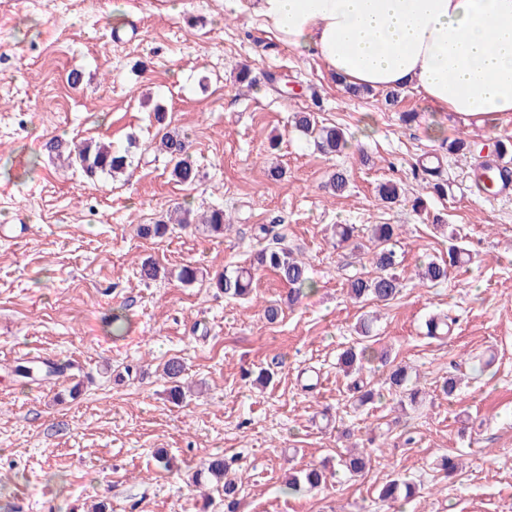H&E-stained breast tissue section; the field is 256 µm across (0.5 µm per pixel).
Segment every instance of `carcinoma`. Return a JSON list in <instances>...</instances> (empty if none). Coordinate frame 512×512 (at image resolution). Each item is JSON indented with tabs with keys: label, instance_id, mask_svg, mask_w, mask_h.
Instances as JSON below:
<instances>
[{
	"label": "carcinoma",
	"instance_id": "cac0c4a2",
	"mask_svg": "<svg viewBox=\"0 0 512 512\" xmlns=\"http://www.w3.org/2000/svg\"><path fill=\"white\" fill-rule=\"evenodd\" d=\"M155 118L160 127L155 140V151L163 154L171 165V179L183 185H192L197 180V170L191 160L188 147L183 138L170 131L163 125L164 114L162 111L155 113ZM294 127L303 135L313 140L315 147L323 153L333 154L341 152L347 146L343 131L334 126L320 125L315 116L309 112H298L294 115ZM46 150L59 156L67 155L68 166L77 168L87 176L93 177L99 173L112 177L122 174L132 165L129 151L115 149L110 143L89 140L74 149L62 141H50L46 144ZM174 223L188 227L196 224V228L210 236L224 234V228L230 224L224 210L213 208L205 215L197 218L191 210L185 208L180 211ZM394 234L391 224H377L374 227V237L377 241V250L373 253L372 263L378 270L376 276L368 279L361 277L353 279L348 287V293L355 300L371 298L379 302H388L394 299L400 292L401 282L394 273L399 265L398 256L389 247ZM463 251L452 247L448 251V260H431L421 266L419 279L424 284L438 285L448 279V270L462 261ZM268 268L278 274L280 279L288 285V300L297 302L306 292L313 288L314 281L310 276L308 264L295 256L293 249L286 246L264 248L254 258L253 265L248 268L239 267L232 271H224L216 280V287L224 291V296L230 299L241 298L251 291L253 271ZM364 352H356L349 348L342 354V364L345 372L360 370L363 368ZM163 373L172 384L171 394L174 399L184 398V367L177 358L169 359ZM229 464L222 458L211 459L196 471L195 481L198 484L213 483L220 485L224 491L226 512H237L238 484L227 478ZM302 477L294 476L288 482V489L298 491L301 484L305 483L311 488H318L326 483L327 476L320 469L308 467L300 471ZM411 494L413 487L408 483H399L392 480L384 485L379 498L382 501H395L400 491Z\"/></svg>",
	"mask_w": 512,
	"mask_h": 512
}]
</instances>
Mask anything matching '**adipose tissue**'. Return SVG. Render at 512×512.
I'll list each match as a JSON object with an SVG mask.
<instances>
[{
	"mask_svg": "<svg viewBox=\"0 0 512 512\" xmlns=\"http://www.w3.org/2000/svg\"><path fill=\"white\" fill-rule=\"evenodd\" d=\"M355 86H409L464 123L512 115V0H232Z\"/></svg>",
	"mask_w": 512,
	"mask_h": 512,
	"instance_id": "adipose-tissue-1",
	"label": "adipose tissue"
}]
</instances>
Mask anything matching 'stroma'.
Wrapping results in <instances>:
<instances>
[{"mask_svg":"<svg viewBox=\"0 0 512 512\" xmlns=\"http://www.w3.org/2000/svg\"><path fill=\"white\" fill-rule=\"evenodd\" d=\"M0 14V512H224L223 494L206 506L191 481L217 454L238 478L239 512H393L378 494L395 478L419 487L402 512H512V194L474 180L497 142L512 141V117L466 125L410 87L391 106L380 90L352 95L225 0H0ZM158 105L188 144L194 185L173 181L152 150ZM296 112L343 129L347 148L318 151L294 129ZM457 137L468 154L449 153ZM54 138L127 147L134 163L89 179L46 151ZM429 159L445 196L417 175ZM339 171L348 185L337 196L327 183ZM388 181L402 189L393 203L378 196ZM184 203L224 209L232 224L220 238L177 226L139 236ZM337 224L355 225L361 249L338 242ZM376 224L394 226L401 257L403 288L386 305L347 293L375 273ZM263 225L310 267L316 287L295 305L268 269L244 299L214 285L266 245ZM453 245L471 262L421 284L419 264ZM148 258L164 277L141 279ZM186 265L198 271L190 285L178 278ZM116 311L119 336L106 325ZM439 314L454 320L443 340L425 328ZM361 340L373 360L354 377L338 358ZM172 357L193 386L180 404L161 375ZM31 359L73 363L80 395H67L71 376L16 377ZM399 366L417 402L389 387ZM263 368L272 382L253 385ZM358 381L374 393L363 406ZM352 448L370 458L354 476L338 465ZM448 456L459 462L450 476ZM312 465L327 483L288 492V473Z\"/></svg>","mask_w":512,"mask_h":512,"instance_id":"35a3bbf8","label":"stroma"}]
</instances>
